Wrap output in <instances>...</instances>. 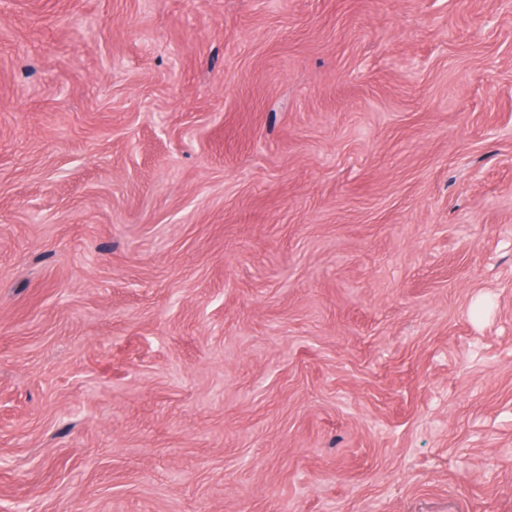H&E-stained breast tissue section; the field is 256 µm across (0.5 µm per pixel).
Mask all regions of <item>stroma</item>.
Here are the masks:
<instances>
[{"mask_svg":"<svg viewBox=\"0 0 512 512\" xmlns=\"http://www.w3.org/2000/svg\"><path fill=\"white\" fill-rule=\"evenodd\" d=\"M0 512H512V0H0Z\"/></svg>","mask_w":512,"mask_h":512,"instance_id":"obj_1","label":"stroma"}]
</instances>
